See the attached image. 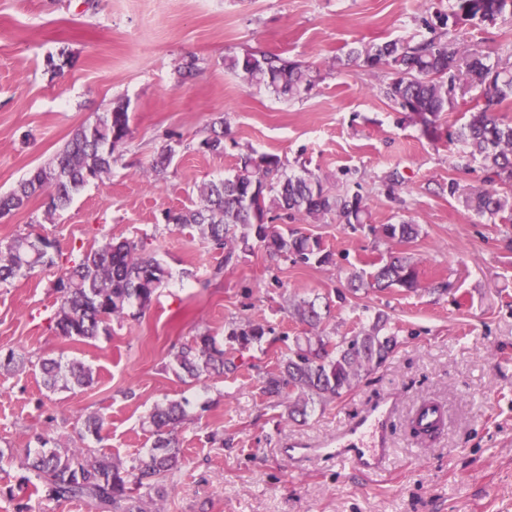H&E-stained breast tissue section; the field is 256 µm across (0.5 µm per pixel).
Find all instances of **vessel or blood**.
Here are the masks:
<instances>
[{
  "mask_svg": "<svg viewBox=\"0 0 512 512\" xmlns=\"http://www.w3.org/2000/svg\"><path fill=\"white\" fill-rule=\"evenodd\" d=\"M393 411V400H381L315 448L330 458L357 464L368 473H380L389 446Z\"/></svg>",
  "mask_w": 512,
  "mask_h": 512,
  "instance_id": "vessel-or-blood-1",
  "label": "vessel or blood"
}]
</instances>
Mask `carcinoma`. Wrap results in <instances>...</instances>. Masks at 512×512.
Segmentation results:
<instances>
[{
  "label": "carcinoma",
  "instance_id": "carcinoma-1",
  "mask_svg": "<svg viewBox=\"0 0 512 512\" xmlns=\"http://www.w3.org/2000/svg\"><path fill=\"white\" fill-rule=\"evenodd\" d=\"M451 15L462 21L494 23L512 21V0H452ZM370 67L385 66L395 78L385 95L412 115L429 139L438 137L440 114L454 102L461 84L481 89L484 105L469 111L457 140L479 158L492 182L501 189L475 191L465 198L467 207L491 220H512V122L498 118L493 106L512 97V71L486 63V55L462 52L453 42L433 38L411 45L386 41L366 52ZM228 67L250 85L263 86L277 95L295 97L309 90L312 70L273 52H250L228 59ZM130 131L128 105L118 102L104 117L79 127L48 163L34 169L5 196H0V215L27 206L46 195L48 213L65 208L91 181H101L112 171L116 147ZM226 131H212L199 149L224 152ZM200 207L168 214L173 226L194 224L209 244L224 251V266L239 254L259 245L272 262L328 264L331 253L317 238L290 229L283 233L266 222L270 210L288 216L319 219L334 213L345 224H363L366 206L358 194H331L312 173L286 176L279 158L248 152L240 155L233 176L200 188ZM383 235L407 242L419 234L410 221L385 224ZM56 246L41 235L18 234L0 246V285L27 278L37 269L53 267ZM222 266V267H224ZM217 267L214 276H219ZM169 271L145 242L108 240L83 252L54 283L57 308L56 332L68 339L93 340L112 320L136 317L151 306ZM420 285L417 263L407 256H391L373 265L368 277L350 279L353 292L363 288H405ZM292 316L308 326V335L296 338L281 359L279 371L262 377L261 389L271 398L287 402L288 419L304 418L308 405L333 400L349 391L360 377L382 364L398 344L387 320L378 317L369 327L340 339L320 329L323 313L316 300L292 305ZM263 326L253 323L233 327L227 339L246 349L262 341ZM172 370L180 379L203 383L214 374L233 372L237 366L224 356L215 337L201 334L172 353ZM44 384L50 389H72L92 383L91 372L75 362L46 359L42 362ZM188 401L156 405L146 418L155 437L153 451L137 455L124 468L111 459L93 457L83 448H62L49 434L38 437L41 450L26 455L22 467L34 491L44 489L52 499H79L95 503L105 512H145L154 497L164 494V482L180 466L178 428L188 420Z\"/></svg>",
  "mask_w": 512,
  "mask_h": 512
}]
</instances>
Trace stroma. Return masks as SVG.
I'll use <instances>...</instances> for the list:
<instances>
[{
  "mask_svg": "<svg viewBox=\"0 0 512 512\" xmlns=\"http://www.w3.org/2000/svg\"><path fill=\"white\" fill-rule=\"evenodd\" d=\"M450 4L0 0V194L116 102L130 115L108 177L54 214L36 197L0 218V244L40 234L61 254L58 265L0 285V355L22 357L0 367V512H96L21 488L20 461L36 436L126 466L152 446L143 421L154 405L184 397L183 461L153 503L158 512H512V222L466 206L465 191L488 185L479 161L458 142L428 139L386 97L391 71L364 62L386 41L441 37L512 70V22L455 24ZM245 51L311 65L315 84L292 99L249 86L225 65ZM189 62L196 71L181 78ZM219 118L228 127L223 153L199 150ZM168 146L173 161L155 177L150 163ZM251 151L278 156L287 173L311 172L330 192L362 196V224L273 214L277 228L319 238L332 263L273 265L256 248L214 280L223 253L197 226L166 223V212L199 207L200 187L229 176ZM393 172L395 185L387 180ZM452 182L459 193H449ZM410 220L419 226L412 241L380 232ZM110 238L143 240L170 277L141 317L112 321L89 342L64 339L54 330L52 284L74 256ZM392 255L418 262V289L349 293L353 272ZM316 296L331 301L327 334H352L381 314L398 345L351 391L290 423L260 378L306 333L290 302ZM248 321L270 332L261 346L231 349L236 372L204 389L172 372V347L204 332L226 342L231 325ZM58 357L89 367L91 385L47 389L41 362ZM391 394L398 408L380 475L281 456L283 440L319 444ZM424 400L443 406L448 423L420 443L407 424ZM96 413L105 419L101 438L79 437Z\"/></svg>",
  "mask_w": 512,
  "mask_h": 512,
  "instance_id": "stroma-1",
  "label": "stroma"
}]
</instances>
